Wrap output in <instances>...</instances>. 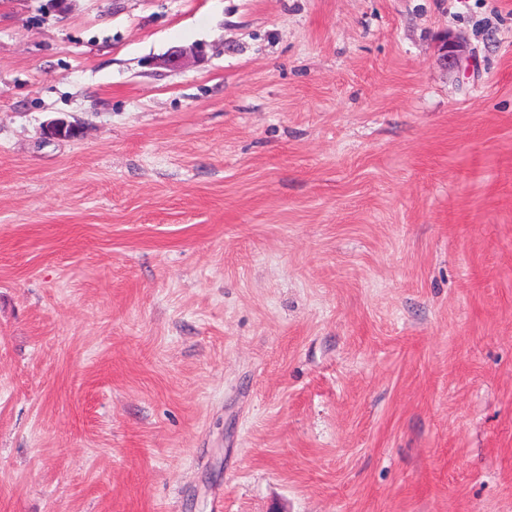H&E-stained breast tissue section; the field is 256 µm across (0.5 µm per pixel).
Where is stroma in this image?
<instances>
[{
    "label": "stroma",
    "instance_id": "stroma-1",
    "mask_svg": "<svg viewBox=\"0 0 512 512\" xmlns=\"http://www.w3.org/2000/svg\"><path fill=\"white\" fill-rule=\"evenodd\" d=\"M0 512H512V0H0Z\"/></svg>",
    "mask_w": 512,
    "mask_h": 512
}]
</instances>
